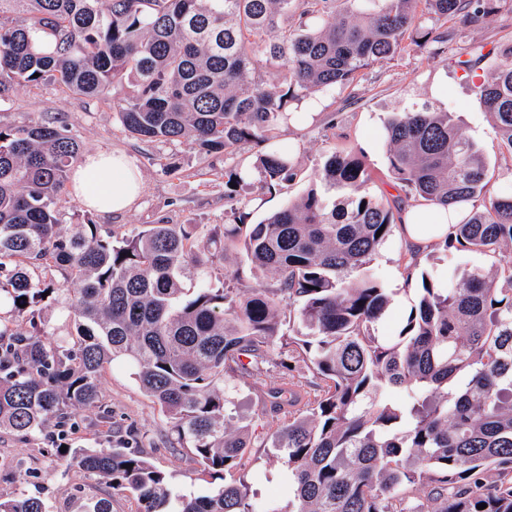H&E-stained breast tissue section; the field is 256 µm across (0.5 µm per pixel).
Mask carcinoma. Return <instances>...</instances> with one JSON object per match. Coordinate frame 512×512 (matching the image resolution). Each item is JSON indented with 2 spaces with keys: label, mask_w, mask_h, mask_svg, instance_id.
Wrapping results in <instances>:
<instances>
[{
  "label": "carcinoma",
  "mask_w": 512,
  "mask_h": 512,
  "mask_svg": "<svg viewBox=\"0 0 512 512\" xmlns=\"http://www.w3.org/2000/svg\"><path fill=\"white\" fill-rule=\"evenodd\" d=\"M0 0V102L48 78L112 106L143 141L190 139L205 155L254 141L264 188L293 180L281 140L290 108L391 60L422 18L482 23L502 0ZM479 74L461 62L512 158V45ZM388 171L415 200L466 203L433 249L460 279L423 270L417 304L388 340L391 293L372 263L395 221L367 193L355 154H332L305 194L259 224H226L214 253L240 264L190 293L188 262L206 268L195 224H150L117 239L87 220L63 231L58 202L81 145L57 118L0 123V431L31 437L52 418L101 408L116 361L170 422L172 447L224 480L184 497L138 447H67V463L131 495L137 512H258L240 466L252 434L236 424L239 375L288 373L300 347L325 388L267 436L288 471L289 512H512V193L450 112L424 103L386 123ZM272 281H267V276ZM72 311L75 332L47 338L43 310ZM487 507L478 510L477 505ZM0 512H47L20 492Z\"/></svg>",
  "instance_id": "carcinoma-1"
}]
</instances>
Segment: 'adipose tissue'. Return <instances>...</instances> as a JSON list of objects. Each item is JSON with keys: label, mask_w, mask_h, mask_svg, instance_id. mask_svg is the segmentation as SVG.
I'll return each instance as SVG.
<instances>
[{"label": "adipose tissue", "mask_w": 512, "mask_h": 512, "mask_svg": "<svg viewBox=\"0 0 512 512\" xmlns=\"http://www.w3.org/2000/svg\"><path fill=\"white\" fill-rule=\"evenodd\" d=\"M142 188V176L123 154L100 151L85 155L72 174V190L85 206L101 213L128 210ZM464 211L455 207L410 208L403 215L400 235L408 246L424 252L440 241L451 224L461 220Z\"/></svg>", "instance_id": "ef3b65f1"}]
</instances>
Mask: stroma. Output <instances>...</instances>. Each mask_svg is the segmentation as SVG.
Listing matches in <instances>:
<instances>
[{
  "label": "stroma",
  "instance_id": "obj_1",
  "mask_svg": "<svg viewBox=\"0 0 512 512\" xmlns=\"http://www.w3.org/2000/svg\"><path fill=\"white\" fill-rule=\"evenodd\" d=\"M443 29L448 41L440 56H433L430 43L409 46L394 59L362 70L353 82L331 87L299 105L295 120L282 127L285 141L296 146L298 175L272 194L262 188L256 144H242L227 156H206L186 141L141 142L124 132L111 106L63 94L50 83L17 89L0 104V122H20L31 115L60 117L80 141L83 153H124L143 178L142 192L128 210L103 214L88 209L70 190L58 204L63 227L89 218L119 237L135 234L148 224H194L200 245H207L209 238L223 234L225 225L236 223V211L245 213L247 223L256 224L304 194L315 173L336 152H352L364 160L371 174L366 185L369 193L388 203L400 199L405 207H414V199L406 197L389 175L384 126L394 113L423 102L452 112L459 131L482 150L494 189L512 188V158L502 155L489 118L475 101L460 67L461 62L473 60L483 74L499 64L502 46L512 43V5H501L478 28L463 27L455 17ZM237 167L248 170L249 178L237 186L236 200L230 203L225 182ZM405 250L399 235H391L373 263L392 293L389 313L379 327L380 335L389 338L397 333L420 293V280L406 277ZM288 356L291 372L272 367L262 376L243 375L235 380L238 412L256 432H274L318 392L301 349L289 347ZM276 388L291 393L292 403L272 405L269 393ZM100 401L112 413L110 423H99L93 412H78L72 419L74 445L98 448L109 434L136 435L151 463L170 475L177 492H211L210 477L189 455L172 448L167 418L139 387L130 367L116 363L106 370ZM0 460L22 464L25 470L20 484L0 474V494L25 490L40 496L48 512H86L91 501L102 497L111 498L112 512L137 510L133 499L113 496L110 488L58 459L47 435L22 438L1 431ZM238 473L250 482L260 512H288L283 466L261 440H254L247 450Z\"/></svg>",
  "mask_w": 512,
  "mask_h": 512
}]
</instances>
